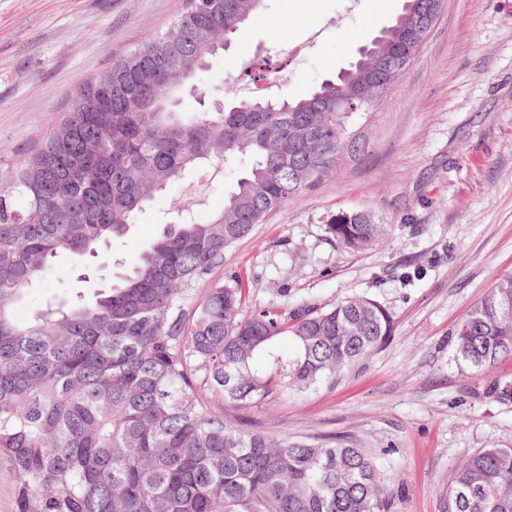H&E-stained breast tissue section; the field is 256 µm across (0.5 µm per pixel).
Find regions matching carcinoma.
<instances>
[{"label": "carcinoma", "mask_w": 512, "mask_h": 512, "mask_svg": "<svg viewBox=\"0 0 512 512\" xmlns=\"http://www.w3.org/2000/svg\"><path fill=\"white\" fill-rule=\"evenodd\" d=\"M336 78L298 99L241 100L185 115L179 96L263 0H188L72 99L35 152L1 176L0 459L15 473L14 512H391L398 492L373 458L341 437L248 432L207 408H245L274 393L336 383L392 336L362 296L240 317L242 289L193 296L197 278L268 213L336 170L353 132L343 104L382 94L424 45L427 0H403ZM250 165L224 208L169 224L120 283L90 305L53 296L34 319L12 304L61 251L80 260L124 237L156 193L190 167L237 155ZM28 199L14 209L13 194ZM328 233L353 252L388 229L341 213ZM483 397L512 403V381L487 375L512 357V274L453 332ZM445 512H512V447L464 454Z\"/></svg>", "instance_id": "1"}]
</instances>
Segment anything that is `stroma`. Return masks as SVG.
I'll use <instances>...</instances> for the list:
<instances>
[{
    "instance_id": "obj_1",
    "label": "stroma",
    "mask_w": 512,
    "mask_h": 512,
    "mask_svg": "<svg viewBox=\"0 0 512 512\" xmlns=\"http://www.w3.org/2000/svg\"><path fill=\"white\" fill-rule=\"evenodd\" d=\"M401 0H264L261 10L194 79L181 111L253 97L244 71L266 58L262 96L312 90L348 67L389 26ZM185 0H0V173L40 147L76 93L180 15ZM300 55L289 56L292 47ZM363 152L271 212L194 285L246 289L242 315L358 296L381 303L394 331L335 385L224 413L245 431L345 436L374 457L398 490L391 512H444L448 474L463 453L512 447V404L482 398L464 376L451 334L512 273V0H448L418 58L381 106L358 114ZM247 157L199 167L138 214L98 257L53 259L13 305L33 319L46 296L89 304L126 273L179 210L223 209ZM365 212L388 224L387 245L353 253L325 225ZM423 274L410 285L407 267Z\"/></svg>"
}]
</instances>
